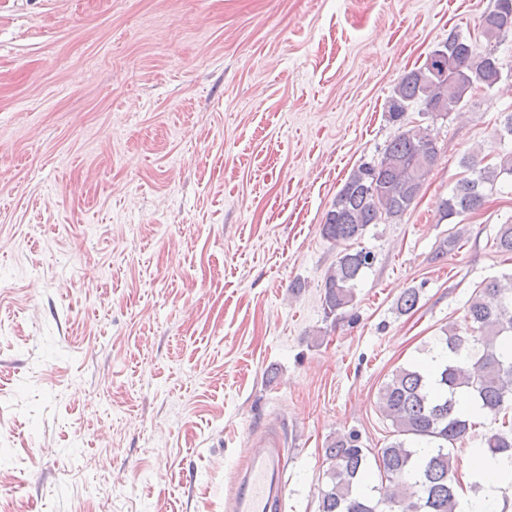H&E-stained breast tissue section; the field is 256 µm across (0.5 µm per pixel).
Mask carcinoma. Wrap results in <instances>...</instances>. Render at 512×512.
Masks as SVG:
<instances>
[{"mask_svg": "<svg viewBox=\"0 0 512 512\" xmlns=\"http://www.w3.org/2000/svg\"><path fill=\"white\" fill-rule=\"evenodd\" d=\"M487 42L512 35V0H495L480 16ZM495 50L475 49L460 34L434 49L432 64L400 76L389 99V119L398 124L381 156L358 166L337 192L321 235L334 242L358 241L369 225L402 218L418 199L436 162L438 148L429 127L401 124L411 106L435 120L468 102L479 89L490 90L502 78ZM471 176L457 182L439 201L440 220L479 210L486 191L512 178V151L493 164L464 160ZM496 245L512 254V224L500 225ZM374 256L361 248L337 258L323 285L325 317L343 315ZM418 289H406L397 301L402 314L416 310ZM433 347L435 364L397 367L379 389L378 408L393 428L394 440L382 448L362 446L355 433L327 441L328 468L318 488V512H462L450 448L483 415L512 411V273L475 290L464 326L441 329ZM509 432L490 430L481 451L512 459Z\"/></svg>", "mask_w": 512, "mask_h": 512, "instance_id": "1", "label": "carcinoma"}]
</instances>
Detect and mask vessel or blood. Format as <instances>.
<instances>
[{
  "label": "vessel or blood",
  "mask_w": 512,
  "mask_h": 512,
  "mask_svg": "<svg viewBox=\"0 0 512 512\" xmlns=\"http://www.w3.org/2000/svg\"><path fill=\"white\" fill-rule=\"evenodd\" d=\"M286 446L285 434L276 420L251 436L247 464L231 480L232 512H276L283 493Z\"/></svg>",
  "instance_id": "obj_1"
}]
</instances>
